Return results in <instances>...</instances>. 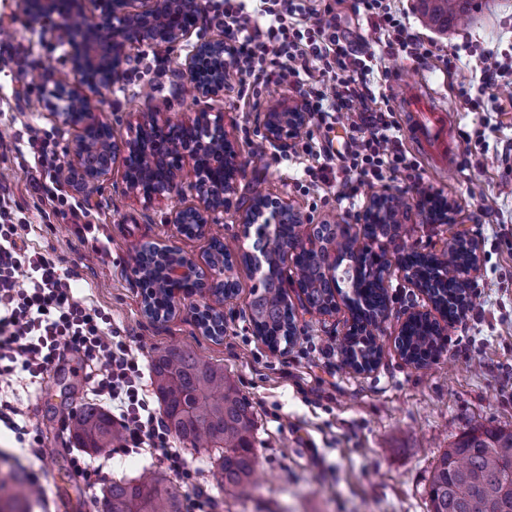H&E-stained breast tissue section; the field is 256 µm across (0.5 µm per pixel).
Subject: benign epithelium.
<instances>
[{
	"instance_id": "7a95c632",
	"label": "benign epithelium",
	"mask_w": 512,
	"mask_h": 512,
	"mask_svg": "<svg viewBox=\"0 0 512 512\" xmlns=\"http://www.w3.org/2000/svg\"><path fill=\"white\" fill-rule=\"evenodd\" d=\"M99 9L100 22L95 28H79L67 38L70 51V72L59 73L50 67L43 68L45 96L42 106L52 112L59 123L76 128L77 135L70 148L67 174L75 190L86 191L109 180L116 168L127 191L147 202L176 196L191 198V202L171 210L166 223L178 232L185 225L195 226L194 236L210 234L211 225L219 223L220 215L228 210L231 197L238 191L244 176V167L234 148L233 134L224 126L221 114L210 117L208 112H198L178 120L160 119L154 112L143 114L135 125V134L124 138L112 130V124L90 119L93 108L92 95L112 86L125 47L132 41H146L160 24L173 19L182 11L201 16V0H93ZM34 17L55 13L73 22L81 20L84 7L80 0H30ZM227 59L224 40H205L191 46L185 58L188 75V92L195 98H210L224 93ZM95 69L100 81L89 86L82 73ZM310 119L302 104L284 100L265 113V141L270 146L285 148ZM168 126H185L195 129L194 139L183 144L152 145L149 138L153 131ZM394 194L389 190L370 198L356 223H367L370 209H385ZM424 220L429 224L452 223L451 206L428 210ZM237 223L240 237L259 238L257 228L264 224L289 223L297 225L296 235L288 243L271 249L266 241L253 246V251L231 252L217 259L212 253L196 258L175 245L154 242L146 251L163 261V275L175 288L172 289L167 311L156 313L151 306L142 304L143 315L154 323L165 322L182 310L190 292L198 294L189 313L205 336L224 335V282L233 278L234 269L241 263L252 266L258 275L257 287L270 285L280 290L288 306H293L289 289L297 288L294 275L285 266L294 262L302 251L316 252L321 257V272L333 280L336 272V240L327 238V230L336 225L312 224L291 202L271 200L267 195L255 194L250 202L238 210ZM407 280L428 298L430 308L405 313L404 321L427 318L446 327L435 317L439 312L431 291L423 287L412 275ZM194 285L188 292L181 284Z\"/></svg>"
}]
</instances>
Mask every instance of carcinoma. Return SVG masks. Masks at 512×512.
Returning <instances> with one entry per match:
<instances>
[{
  "instance_id": "obj_1",
  "label": "carcinoma",
  "mask_w": 512,
  "mask_h": 512,
  "mask_svg": "<svg viewBox=\"0 0 512 512\" xmlns=\"http://www.w3.org/2000/svg\"><path fill=\"white\" fill-rule=\"evenodd\" d=\"M471 0H422L423 19L429 27L446 30L470 18ZM470 250L465 241L448 242L447 259L404 260L417 267V275L434 292L443 313L456 316L470 297V284L462 276ZM320 260L303 253L296 261L297 275L309 283L308 296L316 305L334 303L330 289L321 285ZM336 281L349 284L354 298L355 322L342 336L337 354L343 364L354 366L375 361L380 352L372 317L388 308L389 296L383 282L353 265L336 269ZM144 290L159 307L166 303L163 279L155 271L145 276ZM251 315L261 338L276 352L291 345L296 337L288 333L290 314L275 288L254 294ZM441 333L428 323H414L398 338L399 350L411 363L424 366L441 347ZM151 381L167 427L192 449L216 450L212 472L224 494L247 499L256 490L252 479L255 459L250 440L253 430L251 406L220 366L181 347H168L151 360ZM70 432L76 447L93 452L112 449L121 431L112 417L94 403L83 405L72 417ZM512 431L475 430L446 449L435 465L430 482V512H473L477 500L494 505V512H512ZM15 485L0 481V495L10 512H31V488L13 477ZM106 512H183V495L178 485L155 471L121 478L107 488Z\"/></svg>"
}]
</instances>
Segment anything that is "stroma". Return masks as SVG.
Returning <instances> with one entry per match:
<instances>
[{
  "instance_id": "stroma-1",
  "label": "stroma",
  "mask_w": 512,
  "mask_h": 512,
  "mask_svg": "<svg viewBox=\"0 0 512 512\" xmlns=\"http://www.w3.org/2000/svg\"><path fill=\"white\" fill-rule=\"evenodd\" d=\"M352 3L319 0L338 15L343 28L363 34L365 50L375 53L371 88L395 100L402 73L416 72L458 121L461 150L454 172H444L408 142L406 155L420 182L390 184L410 205L389 244L392 255L434 248L448 238L447 225L423 223L415 207L423 187L451 203L463 231L480 246L471 308L449 323L441 349L424 367L401 356L397 335L405 313L429 303L397 271L388 282L391 312L378 338L380 357L368 372L352 370L337 355V340L350 321L343 308L332 317L302 314L294 344L270 351L250 324L247 306L257 280L243 264L233 274L236 296L224 305L222 340L202 335L187 313L163 325L146 320L128 263L131 249L166 241L201 257L209 240L177 237L165 222L171 202L133 198L118 175L88 196L75 195L68 186L56 191L46 176L40 191L30 188L34 151L29 137L46 141L59 164L69 159L75 131L41 106L37 72L41 66L66 70L68 48L57 39L58 16L36 19L26 0H0V173L8 177L0 188V207L8 208L14 223L28 225L25 241L31 249L60 259L76 274V300L108 313L139 363L149 365L158 350L179 346L223 366L248 399L259 474L250 499L218 492L211 475L212 450L186 452L196 472L181 486L184 498H191L193 486H201L214 494L218 512H429L433 467L447 448L474 429L512 430V172L502 160L505 146L512 144V109L497 112L488 109L486 98L467 103L459 95L463 77L479 76L482 51L512 63V0H473L470 24L444 34L424 25L415 0H391L434 51L421 63L403 52H382L366 17L352 12ZM188 51L184 43L128 45L118 78L98 95L93 117L111 122L115 133L126 137L141 112L173 119L194 112L223 113L245 163V178L215 225L217 234L238 236L237 210L246 205L250 190L260 189L289 199L314 223L332 218L347 222L349 237L363 242L361 226L349 218L364 209L370 184L341 172L325 182L313 180L310 172L320 162L305 148L307 141L321 142L329 133L343 143L349 134L346 122L329 132L318 117H311L304 136L288 148L269 147L263 157L253 156L249 144L262 140L267 109L277 100L293 98V91L272 83L258 88L242 84L232 69L228 92L195 100L184 91L182 63ZM451 58L457 61L454 74L447 65ZM350 187L355 197L348 201L344 194ZM45 385L55 390L56 398L36 403L34 421L44 447L62 450L60 462L66 465L77 449L70 435L62 433L60 420L87 402L90 393L82 376L67 372L50 374ZM0 454L9 458L0 463V474L24 467L39 475L47 500L34 503L31 512H104L113 479L164 469L156 450L130 455L115 450L99 474L70 481L49 471L45 461L27 459L12 436L0 437Z\"/></svg>"
}]
</instances>
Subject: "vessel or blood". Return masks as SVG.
Returning a JSON list of instances; mask_svg holds the SVG:
<instances>
[{
	"label": "vessel or blood",
	"mask_w": 512,
	"mask_h": 512,
	"mask_svg": "<svg viewBox=\"0 0 512 512\" xmlns=\"http://www.w3.org/2000/svg\"><path fill=\"white\" fill-rule=\"evenodd\" d=\"M405 129L413 144L436 163H456L459 135L452 113L419 81L405 83L397 99Z\"/></svg>",
	"instance_id": "obj_1"
}]
</instances>
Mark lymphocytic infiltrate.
I'll return each instance as SVG.
<instances>
[{
  "instance_id": "lymphocytic-infiltrate-1",
  "label": "lymphocytic infiltrate",
  "mask_w": 512,
  "mask_h": 512,
  "mask_svg": "<svg viewBox=\"0 0 512 512\" xmlns=\"http://www.w3.org/2000/svg\"><path fill=\"white\" fill-rule=\"evenodd\" d=\"M268 26H260L244 0H223L227 59L253 80L292 88L306 112L326 125L349 121L344 149L325 142L319 150L326 167L354 173L371 185L387 187L414 166L402 149V134L391 110L376 108L367 77L374 55L342 29L336 17H320L316 0H263ZM371 21L386 54H429L419 33L388 0H356ZM23 224H0V425L32 456L42 441L23 410L16 388H38L67 354L79 353L88 370L94 401L111 410L123 432L121 451L146 446L160 450L166 470L181 480L193 471L187 457L170 444L163 417L140 397L144 373L131 348L100 308L75 301L71 276L58 259L29 250ZM26 287H19V278Z\"/></svg>"
}]
</instances>
